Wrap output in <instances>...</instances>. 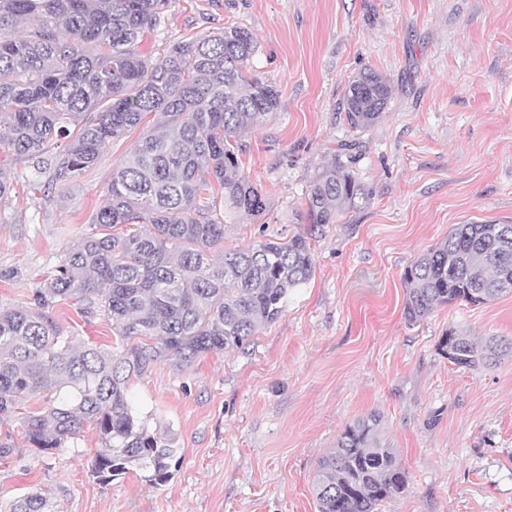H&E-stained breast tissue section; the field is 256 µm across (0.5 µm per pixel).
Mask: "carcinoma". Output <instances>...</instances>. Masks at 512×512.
Wrapping results in <instances>:
<instances>
[{
	"label": "carcinoma",
	"mask_w": 512,
	"mask_h": 512,
	"mask_svg": "<svg viewBox=\"0 0 512 512\" xmlns=\"http://www.w3.org/2000/svg\"><path fill=\"white\" fill-rule=\"evenodd\" d=\"M168 0H0V150L39 166L54 156L65 185L91 168L112 140L160 120L112 169L96 232L84 238L36 289L33 301L0 309V418L30 396L46 406L23 421L36 448L56 449L84 427L96 431L91 460L102 481L147 470L163 484L177 464L174 440L133 407L131 378L158 360L187 365L238 349L279 319L290 293L315 271L308 237L224 250L213 184L224 217H262L268 198L240 168L239 138L279 108V90L247 69L257 43L238 25L192 36L158 59L137 49ZM392 87L372 71L355 76L341 102L348 125L377 123ZM68 141L64 152L52 150ZM369 190L336 162L309 184L306 220L334 224ZM405 320L423 321L451 303L484 304L512 292V224H456L404 271ZM74 300L98 309L131 349L76 345L49 316ZM439 347L477 368L512 352V340L480 344L453 329ZM382 416L347 424L318 461V512H378L408 485L396 450L380 441ZM4 512H56L47 492H31Z\"/></svg>",
	"instance_id": "1"
}]
</instances>
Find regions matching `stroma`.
<instances>
[{"label": "stroma", "instance_id": "obj_1", "mask_svg": "<svg viewBox=\"0 0 512 512\" xmlns=\"http://www.w3.org/2000/svg\"><path fill=\"white\" fill-rule=\"evenodd\" d=\"M238 25L257 51L253 73L280 92L276 115L244 134L241 169L265 192L261 218L224 228V245L311 234L313 278L250 344L193 363L150 365L132 402L170 431L179 466L166 483L132 471L101 482L87 430L62 448L32 447L22 420L35 395L0 422V502L48 492L56 512H317L319 458L353 420L376 411L381 439L408 473L379 512H512V353L492 366L452 364L448 329L512 338V293L404 319L403 273L453 225L512 224V0H170L142 53ZM372 70L393 96L371 128L348 126L350 80ZM138 138L112 143L76 181L0 153L13 192L0 201V308L36 288L93 231L112 166ZM355 144L368 202L311 231L310 181ZM76 342L112 345L103 312L72 301L49 310Z\"/></svg>", "mask_w": 512, "mask_h": 512}]
</instances>
